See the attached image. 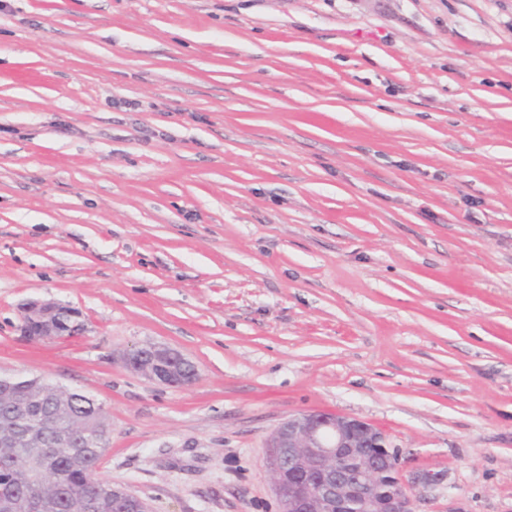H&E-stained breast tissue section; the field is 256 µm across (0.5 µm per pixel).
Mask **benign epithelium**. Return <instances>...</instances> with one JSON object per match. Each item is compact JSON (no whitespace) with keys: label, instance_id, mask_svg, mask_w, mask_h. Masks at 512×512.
Here are the masks:
<instances>
[{"label":"benign epithelium","instance_id":"benign-epithelium-1","mask_svg":"<svg viewBox=\"0 0 512 512\" xmlns=\"http://www.w3.org/2000/svg\"><path fill=\"white\" fill-rule=\"evenodd\" d=\"M24 333L33 340L72 337L81 313L51 301L23 307ZM126 368L158 384L184 388L198 370L165 344L136 346L122 355ZM387 436L371 423L323 411L288 417L270 435L263 457L281 512H413L405 481L389 465Z\"/></svg>","mask_w":512,"mask_h":512}]
</instances>
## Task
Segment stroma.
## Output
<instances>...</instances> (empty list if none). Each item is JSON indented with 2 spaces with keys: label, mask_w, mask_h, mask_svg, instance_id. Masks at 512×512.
<instances>
[{
  "label": "stroma",
  "mask_w": 512,
  "mask_h": 512,
  "mask_svg": "<svg viewBox=\"0 0 512 512\" xmlns=\"http://www.w3.org/2000/svg\"><path fill=\"white\" fill-rule=\"evenodd\" d=\"M1 373L101 403L153 512H280L304 411L381 428L415 512H512V0H0ZM22 310L24 333L33 340L78 336L83 330L79 321L81 313L59 303L31 300L23 305ZM62 314L65 321L61 319ZM126 368L158 384L171 388H184L199 377L196 366L189 373L180 366L190 363L177 349L165 344L149 343L129 349L122 355Z\"/></svg>",
  "instance_id": "35a3bbf8"
}]
</instances>
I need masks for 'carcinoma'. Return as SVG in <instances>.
Masks as SVG:
<instances>
[{"instance_id":"cac0c4a2","label":"carcinoma","mask_w":512,"mask_h":512,"mask_svg":"<svg viewBox=\"0 0 512 512\" xmlns=\"http://www.w3.org/2000/svg\"><path fill=\"white\" fill-rule=\"evenodd\" d=\"M65 431H88L100 444L53 447ZM110 435L106 414L75 410L52 383L17 375L0 394V500L15 501L16 512H135L97 476Z\"/></svg>"}]
</instances>
